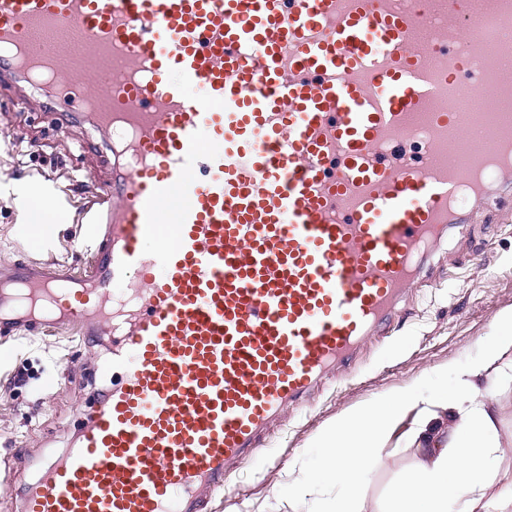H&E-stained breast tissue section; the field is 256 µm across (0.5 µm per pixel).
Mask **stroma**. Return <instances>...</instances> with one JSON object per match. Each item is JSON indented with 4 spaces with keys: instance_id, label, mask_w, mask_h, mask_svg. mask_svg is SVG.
Segmentation results:
<instances>
[{
    "instance_id": "stroma-1",
    "label": "stroma",
    "mask_w": 512,
    "mask_h": 512,
    "mask_svg": "<svg viewBox=\"0 0 512 512\" xmlns=\"http://www.w3.org/2000/svg\"><path fill=\"white\" fill-rule=\"evenodd\" d=\"M98 132L58 126L39 95L0 84V274L32 260L81 273L86 238L77 224L100 181L112 176L111 155L96 150ZM49 186L61 205L54 234L31 247L20 229V194ZM449 235L383 335L367 342L349 366L330 376L304 405L290 409L260 441L256 455L207 499L205 512H290L279 490L289 471L309 476L319 434L336 416L387 391L454 383V369L476 358L512 306V184L492 194L467 225ZM105 336H80L53 326L38 335H0L9 352L0 363V466L34 478L43 458L66 448L77 425L107 388L101 365ZM67 366L80 386L56 379ZM410 448L380 449L362 489V512H378L389 488L412 468Z\"/></svg>"
}]
</instances>
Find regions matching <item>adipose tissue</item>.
I'll return each mask as SVG.
<instances>
[{
    "mask_svg": "<svg viewBox=\"0 0 512 512\" xmlns=\"http://www.w3.org/2000/svg\"><path fill=\"white\" fill-rule=\"evenodd\" d=\"M482 377L512 380V307L497 315L496 331L480 357L456 367L452 387L394 389L337 416L316 444L310 478L288 481L282 495L297 506L317 487L333 485L337 493L324 512H359L373 452L399 435L414 449L417 462L390 490L386 512H512V499L487 494L504 447L498 404L476 385ZM409 416L413 427L399 434Z\"/></svg>",
    "mask_w": 512,
    "mask_h": 512,
    "instance_id": "obj_1",
    "label": "adipose tissue"
}]
</instances>
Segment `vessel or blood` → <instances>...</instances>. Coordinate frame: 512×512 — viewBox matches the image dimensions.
I'll list each match as a JSON object with an SVG mask.
<instances>
[{
    "mask_svg": "<svg viewBox=\"0 0 512 512\" xmlns=\"http://www.w3.org/2000/svg\"><path fill=\"white\" fill-rule=\"evenodd\" d=\"M512 0H0V82L104 133L92 271L0 278V334L78 323L112 387L22 512H202L512 182ZM483 155L448 151L452 104Z\"/></svg>",
    "mask_w": 512,
    "mask_h": 512,
    "instance_id": "b4317fda",
    "label": "vessel or blood"
}]
</instances>
